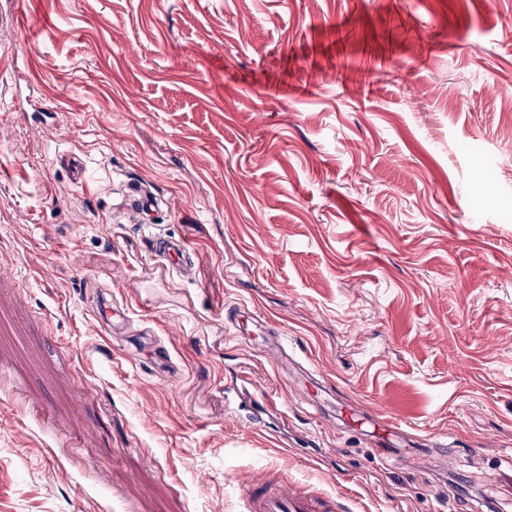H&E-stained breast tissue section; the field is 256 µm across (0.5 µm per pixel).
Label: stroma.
I'll use <instances>...</instances> for the list:
<instances>
[{"instance_id": "35a3bbf8", "label": "stroma", "mask_w": 512, "mask_h": 512, "mask_svg": "<svg viewBox=\"0 0 512 512\" xmlns=\"http://www.w3.org/2000/svg\"><path fill=\"white\" fill-rule=\"evenodd\" d=\"M0 267V512H512V0H0ZM151 245L155 256L176 274L186 269L194 255L193 248L182 237H157L152 240ZM374 422V431H376V451L379 455L385 456L393 451L394 448H404L407 445L400 441V435L404 433L403 426L399 422L382 419ZM337 501L338 497L256 479L246 491L245 509L247 512H334L338 509Z\"/></svg>"}]
</instances>
